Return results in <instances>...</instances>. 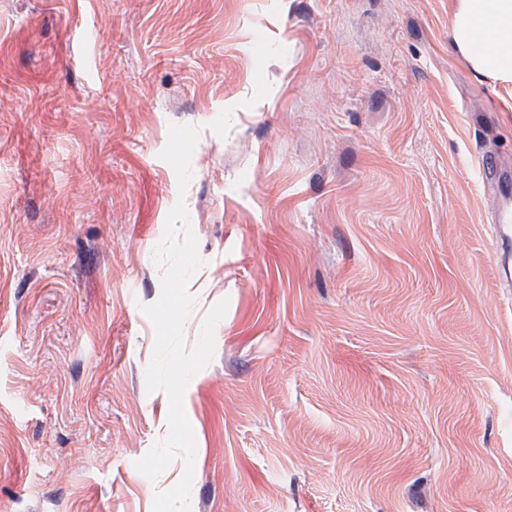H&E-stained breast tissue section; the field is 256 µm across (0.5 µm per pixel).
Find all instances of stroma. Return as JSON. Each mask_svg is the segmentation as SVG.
Masks as SVG:
<instances>
[{
    "instance_id": "35a3bbf8",
    "label": "stroma",
    "mask_w": 512,
    "mask_h": 512,
    "mask_svg": "<svg viewBox=\"0 0 512 512\" xmlns=\"http://www.w3.org/2000/svg\"><path fill=\"white\" fill-rule=\"evenodd\" d=\"M452 0H0V512H151L153 261L202 266L192 512H512V86ZM288 51L255 89L254 46ZM233 107L219 138L207 125ZM202 133L192 181L160 159ZM496 235L501 243V251L498 258V264H500V274L502 277L510 280L512 268V240L507 224H499L496 229Z\"/></svg>"
}]
</instances>
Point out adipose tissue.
Wrapping results in <instances>:
<instances>
[{
    "label": "adipose tissue",
    "mask_w": 512,
    "mask_h": 512,
    "mask_svg": "<svg viewBox=\"0 0 512 512\" xmlns=\"http://www.w3.org/2000/svg\"><path fill=\"white\" fill-rule=\"evenodd\" d=\"M450 37L478 77L512 84V0H455Z\"/></svg>",
    "instance_id": "obj_1"
}]
</instances>
